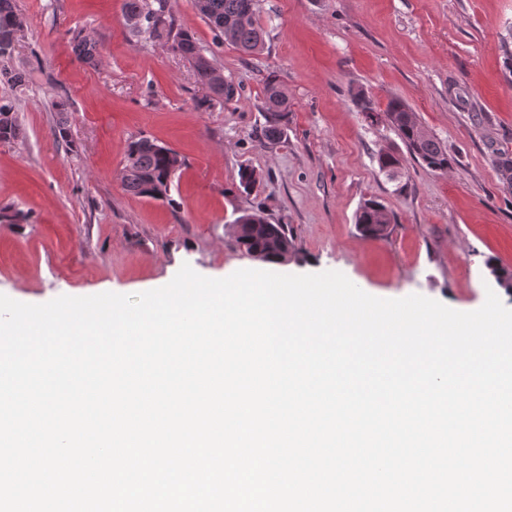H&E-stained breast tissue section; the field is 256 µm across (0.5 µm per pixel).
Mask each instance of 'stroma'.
<instances>
[{
	"instance_id": "35a3bbf8",
	"label": "stroma",
	"mask_w": 512,
	"mask_h": 512,
	"mask_svg": "<svg viewBox=\"0 0 512 512\" xmlns=\"http://www.w3.org/2000/svg\"><path fill=\"white\" fill-rule=\"evenodd\" d=\"M26 29L13 66L28 83L11 100L21 136L0 142V208L29 212L0 224V294L30 304L101 287L137 294L169 283L182 264L220 278L258 268L234 244L239 211L288 225L298 251L281 274L335 270L366 293L421 294L462 312L493 284L486 263L512 268V184L495 158L512 152V0H259L261 53L218 43L194 0H169L178 24L213 51L241 88L231 103L196 108L190 65L126 32L122 0H16ZM99 45L95 67L76 60L71 34ZM287 89L288 138L260 145L262 81ZM363 90L373 115L358 112ZM67 93L74 149L55 136L53 103ZM403 100L453 162L435 173L405 157L400 182L380 152L402 143L387 123ZM147 136L185 161L171 203L127 194L121 169L131 138ZM261 176L256 193L230 188L240 167ZM395 214L388 239L355 223L363 199Z\"/></svg>"
}]
</instances>
